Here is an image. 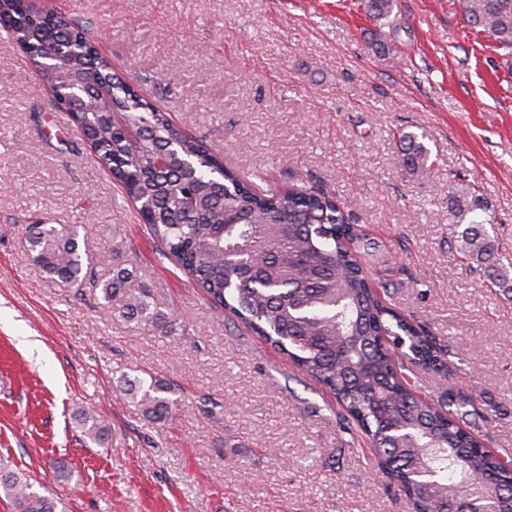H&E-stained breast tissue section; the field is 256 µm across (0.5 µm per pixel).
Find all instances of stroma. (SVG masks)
<instances>
[{
	"label": "stroma",
	"mask_w": 512,
	"mask_h": 512,
	"mask_svg": "<svg viewBox=\"0 0 512 512\" xmlns=\"http://www.w3.org/2000/svg\"><path fill=\"white\" fill-rule=\"evenodd\" d=\"M59 12L90 30L116 72L225 165L263 189L337 195L379 245L386 303L447 350L413 369L422 395H461L468 427L512 460V299L448 244V179L474 184L512 252V48L460 0H88ZM393 43L375 54L374 35ZM426 133L432 166L398 163V131ZM75 224L84 283L32 260L28 225ZM120 252H113V240ZM134 270L176 325L163 335L102 314L114 269ZM169 384L148 421L128 382ZM109 424L90 442L76 412ZM0 461L65 512H412L334 398L214 307L157 249L111 176L0 38Z\"/></svg>",
	"instance_id": "stroma-1"
}]
</instances>
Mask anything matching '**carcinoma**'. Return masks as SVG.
I'll return each mask as SVG.
<instances>
[{"label":"carcinoma","mask_w":512,"mask_h":512,"mask_svg":"<svg viewBox=\"0 0 512 512\" xmlns=\"http://www.w3.org/2000/svg\"><path fill=\"white\" fill-rule=\"evenodd\" d=\"M375 20L394 0H364ZM472 24L512 47V0H461ZM42 83L58 88L112 80L102 112H72L80 137L109 170L125 197L161 244L163 254L190 276L214 305L246 330L285 354L326 388L350 424L381 457L382 481L415 512H448L462 502L480 512H512V462L489 451L451 410L454 397L418 396L408 372L447 371L436 337L388 306L368 272L365 257L376 242L351 221L344 204L315 186L260 190L224 166L220 154L186 134L168 114L126 81L114 79L112 61L99 54L87 28L52 9L22 0H0V19ZM116 109L147 132L135 140L113 123ZM426 134L399 132V163L429 170ZM490 207L462 180L448 191V224L462 262L479 268L499 294L512 298V261L486 225ZM29 251L51 279L82 285L85 264L75 224H31ZM103 310L150 331L172 323L153 288L139 275L117 271L104 284ZM143 416L166 420L175 401L171 387L154 380L129 385ZM83 433L103 444L108 427L79 413ZM434 473L433 486L421 481ZM0 491L13 512H58L57 500L39 494L0 464Z\"/></svg>","instance_id":"cac0c4a2"}]
</instances>
